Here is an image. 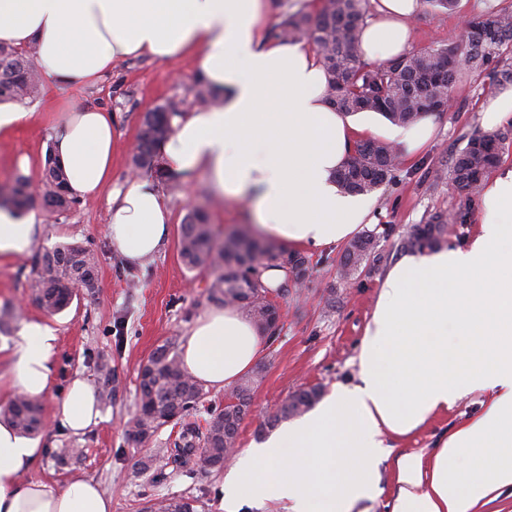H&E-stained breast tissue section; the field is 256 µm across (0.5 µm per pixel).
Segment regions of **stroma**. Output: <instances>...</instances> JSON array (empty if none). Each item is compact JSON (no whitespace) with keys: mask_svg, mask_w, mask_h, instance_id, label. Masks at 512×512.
<instances>
[{"mask_svg":"<svg viewBox=\"0 0 512 512\" xmlns=\"http://www.w3.org/2000/svg\"><path fill=\"white\" fill-rule=\"evenodd\" d=\"M487 6V0H460L458 8L448 13L422 8L411 23L410 50L460 42L464 17L481 13ZM196 76L189 58H137L114 64L92 89L54 90L40 84L34 99L25 105L26 111L40 113V120L0 138V184L19 175L20 157L44 161L54 140L51 117L59 100L69 97L111 111L116 136L112 185L124 186L131 174L130 153L143 116L171 100L179 102L181 111L193 109ZM486 83V77L475 74L458 82L452 93V109L433 115L435 132L431 140L417 157L404 162L391 182L373 192V226L392 231L390 238L380 241L381 249H391L428 213L452 212L464 200V192L448 185L435 186L421 178L418 167L447 160L453 151L464 147L471 135L483 131L482 112L491 100L490 94L482 90ZM205 188L204 176L196 174L180 177L178 190H165L172 213L169 240L154 258L139 267L125 266L111 250L107 195L78 200L61 216L49 215L40 202L31 205L39 225L35 249L84 242L97 260L99 288L94 297L72 301L52 316L44 313L32 295L31 254L0 258V305L13 307L12 319L0 331V364L6 359L4 346L13 343L23 322L45 320L59 336L54 386L42 400L46 426L36 436L44 454L24 473V480L62 486L76 478L95 479L111 495L112 512H142L147 502L172 496H197L208 504L210 512H224L223 472L189 476L170 470L160 477L155 471L141 470L139 463L153 446L165 445L175 435L173 426L163 428L149 445L126 438L127 426L138 408L141 365L164 342L183 344L198 313L221 302L211 288V271L188 270L178 253L180 224L190 207L204 203ZM341 255L338 248L328 254L308 253L309 279L303 288L278 299L279 339L253 388L250 412L240 426L236 452L256 447L271 436L266 422L292 391L316 386L327 396L357 372L360 341L375 309L380 276L375 273L341 282L337 276ZM102 359L109 361L114 377L111 398L101 401V421L80 436L60 431L58 400L73 379L99 381L97 363ZM482 399L479 392L464 397L428 427L397 440L396 454L432 451L449 424L479 412Z\"/></svg>","mask_w":512,"mask_h":512,"instance_id":"obj_1","label":"stroma"}]
</instances>
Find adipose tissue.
Listing matches in <instances>:
<instances>
[{"label": "adipose tissue", "instance_id": "adipose-tissue-1", "mask_svg": "<svg viewBox=\"0 0 512 512\" xmlns=\"http://www.w3.org/2000/svg\"><path fill=\"white\" fill-rule=\"evenodd\" d=\"M421 0H379L363 29L360 54L400 56ZM271 0H0V42L37 50L55 88L96 85L130 57L193 58L221 94L213 108L172 119L157 150V172L136 173L111 195L113 251L136 267L156 255L171 231L160 186L164 175L204 173L220 198L246 199L256 233L282 245L327 250L373 220L374 202L342 192L334 173L358 140L385 136L402 156L416 153L433 124L378 128L327 101L315 51L268 38ZM54 156L70 193L93 196L112 178V114L79 102L54 116ZM479 229L462 247L404 255L386 273L360 342L354 382L338 386L302 419L246 450L224 476V508L264 500L289 512H354L380 495L384 434L405 436L484 392L480 413L449 426L435 452L396 460L391 512H482L512 496V168L486 189ZM32 218L0 209V256L29 251ZM56 331L24 322L0 372L8 393H48ZM267 339L237 307L197 316L183 346V369L220 390L248 373ZM61 428L78 435L100 417L96 390L77 378L58 405ZM41 448L0 423V512H112L95 480L65 487L20 477Z\"/></svg>", "mask_w": 512, "mask_h": 512}]
</instances>
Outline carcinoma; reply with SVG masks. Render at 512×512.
Returning <instances> with one entry per match:
<instances>
[{
	"instance_id": "cac0c4a2",
	"label": "carcinoma",
	"mask_w": 512,
	"mask_h": 512,
	"mask_svg": "<svg viewBox=\"0 0 512 512\" xmlns=\"http://www.w3.org/2000/svg\"><path fill=\"white\" fill-rule=\"evenodd\" d=\"M279 22L274 38L311 43L328 75V101L346 114L377 112L395 125H411L424 112H437L452 101L453 86L474 72L487 73L489 88L496 91L512 84V8L491 5L466 19L465 40L458 45L426 47L379 64H367L359 55L360 33L369 13V0H322L316 14L305 3L274 0ZM31 52L0 43V104L20 103L34 97L38 74L30 60ZM195 100L211 105L219 93L203 79L194 84ZM179 104L168 102L146 113L131 156L132 167L149 170L155 150L170 132ZM509 133L497 131L470 137L450 162L427 168L425 177L437 185L450 179L453 187L466 192V199L452 213L436 211L414 226L409 236L396 245L400 251L431 252L445 248L448 223L468 224L473 202L489 171L500 162ZM402 161L393 145L366 140L337 172L339 187L347 192L370 194L389 183ZM66 175L53 158H48L40 178V197L45 209L56 215L70 211L76 201L66 189ZM32 202L31 184L25 176L0 185V207L21 213ZM281 255L280 264L299 269L294 286L301 285L309 271L308 261L244 232L217 236L208 211H189L181 224L179 255L185 267L194 271L207 268L215 274L213 286L224 290V303L235 305L249 315L268 337V345L278 339V326L272 321L267 295L288 296L286 288H272L263 279ZM389 255L379 249L376 233L367 231L350 242L338 262L343 282L369 274L387 263ZM34 295L39 307L50 315L65 310L73 300L93 297L96 291V260L82 242L59 244L36 253L32 258ZM151 373L139 384L138 412L133 421L140 428L141 442L150 441L172 416L181 424L173 441L175 451L157 448L146 467L154 463L194 475L218 471L226 449L237 440L238 427L245 416L243 401L250 400L256 382L245 379L233 386L230 398L237 403L207 409L206 426L195 421L199 405L206 398L204 385L182 367L174 343L158 346L148 359ZM316 386L294 392L268 425L300 415L320 398ZM11 426L20 434L40 432L42 405L35 397L18 396L3 410ZM146 512H205V505L194 497H171L145 506Z\"/></svg>"
}]
</instances>
